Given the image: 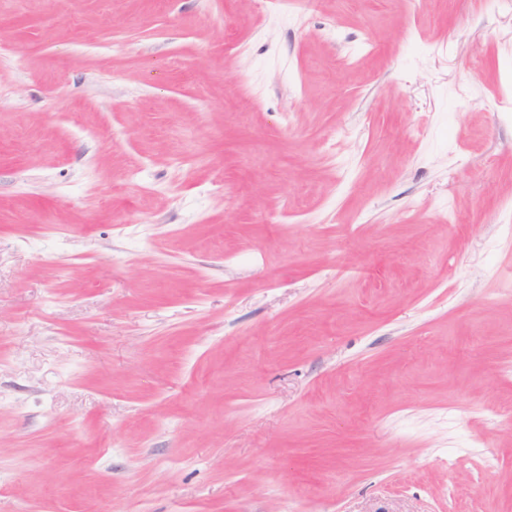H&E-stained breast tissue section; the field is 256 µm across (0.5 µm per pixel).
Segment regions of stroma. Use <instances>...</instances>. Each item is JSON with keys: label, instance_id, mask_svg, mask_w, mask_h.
<instances>
[{"label": "stroma", "instance_id": "obj_1", "mask_svg": "<svg viewBox=\"0 0 512 512\" xmlns=\"http://www.w3.org/2000/svg\"><path fill=\"white\" fill-rule=\"evenodd\" d=\"M512 0H0V512H512Z\"/></svg>", "mask_w": 512, "mask_h": 512}]
</instances>
